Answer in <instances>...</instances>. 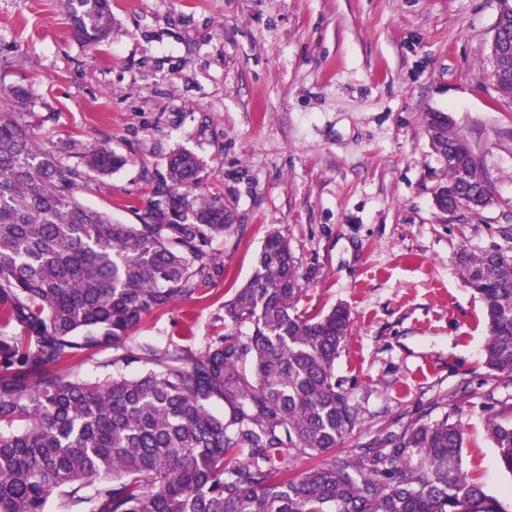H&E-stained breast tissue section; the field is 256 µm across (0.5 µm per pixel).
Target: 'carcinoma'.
I'll use <instances>...</instances> for the list:
<instances>
[{"label": "carcinoma", "instance_id": "cac0c4a2", "mask_svg": "<svg viewBox=\"0 0 512 512\" xmlns=\"http://www.w3.org/2000/svg\"><path fill=\"white\" fill-rule=\"evenodd\" d=\"M71 36L109 35L111 0H63ZM0 62V512H502L462 467L456 421L416 419L398 434L351 442L361 412L335 363L349 308L299 309L306 291L288 239L267 234L250 279L194 352L139 342L143 319L198 299L224 268L212 248L233 226L201 189L189 152L169 157L136 224L83 204L90 173L124 159L78 152L36 130L28 88ZM443 212L493 194L467 138L445 112L425 119ZM466 178L450 171L448 154ZM481 298L485 366L512 377V255L460 253ZM115 373L84 381L73 363L100 352ZM138 364L128 377L121 369ZM220 402L219 413L213 404ZM512 474V407L488 419ZM307 457L301 472L287 461Z\"/></svg>", "mask_w": 512, "mask_h": 512}]
</instances>
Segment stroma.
Here are the masks:
<instances>
[{
	"instance_id": "stroma-1",
	"label": "stroma",
	"mask_w": 512,
	"mask_h": 512,
	"mask_svg": "<svg viewBox=\"0 0 512 512\" xmlns=\"http://www.w3.org/2000/svg\"><path fill=\"white\" fill-rule=\"evenodd\" d=\"M501 0H112V33L85 47L59 0H0V56L54 140L125 165L83 202L125 224L175 150L236 215L224 264L197 300L145 318L138 339L199 348L252 275L271 228L288 239L300 305L351 310L336 359L363 414L354 438L461 409L465 471L512 512V475L486 432L512 406L491 373L487 320L461 250L512 253V98L490 53ZM448 113L492 181L493 202L441 213L426 113Z\"/></svg>"
}]
</instances>
